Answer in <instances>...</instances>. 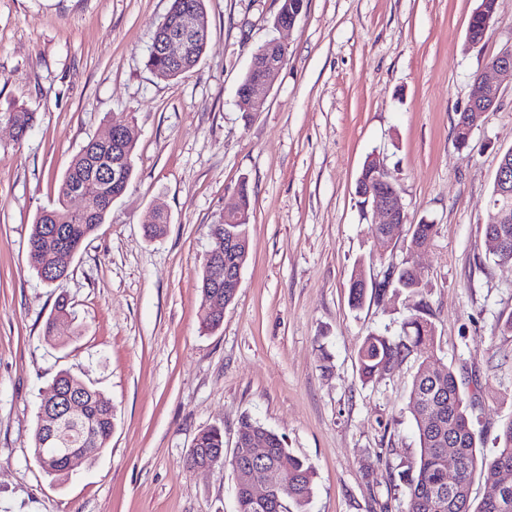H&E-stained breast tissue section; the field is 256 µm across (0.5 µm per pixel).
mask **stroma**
<instances>
[{
  "label": "stroma",
  "instance_id": "1",
  "mask_svg": "<svg viewBox=\"0 0 512 512\" xmlns=\"http://www.w3.org/2000/svg\"><path fill=\"white\" fill-rule=\"evenodd\" d=\"M171 0H0V109L36 124L16 140L0 122V512H236L231 466L187 468L198 432L218 427L232 455L240 419L282 435L314 471L309 512H403L393 493L419 441L408 395L418 360L362 383L368 333L403 335L416 301L436 327V366L454 367L485 454L512 418V262L485 242L501 155L512 148V86L467 146L455 126L487 62L512 46V0L465 50L477 0H307L292 30L282 0H206L209 40L175 80L146 65ZM286 60L263 111L237 89L253 50ZM133 119L132 179L58 285L31 267L28 238L74 156ZM376 157L411 223L436 226L419 252L398 238L373 255L377 215L355 194ZM248 186L250 257L234 302L208 329L198 276L209 227ZM169 222L147 237L157 212ZM363 264L361 309L348 303ZM414 268V300L374 292L391 266ZM66 295L76 335L43 334ZM69 372L112 404V438L68 476L33 458L38 404Z\"/></svg>",
  "mask_w": 512,
  "mask_h": 512
}]
</instances>
